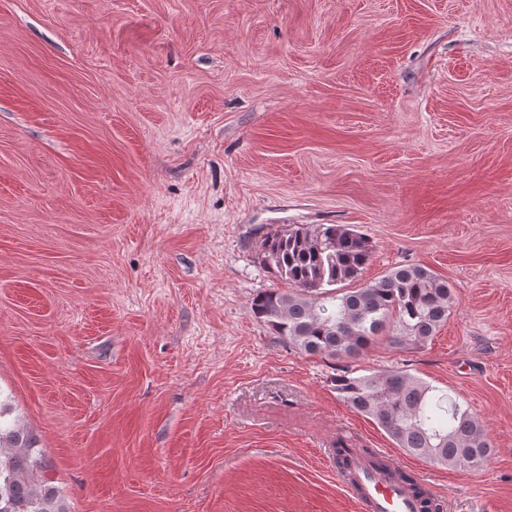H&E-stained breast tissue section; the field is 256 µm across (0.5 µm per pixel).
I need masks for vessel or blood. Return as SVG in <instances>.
I'll return each instance as SVG.
<instances>
[{
    "mask_svg": "<svg viewBox=\"0 0 512 512\" xmlns=\"http://www.w3.org/2000/svg\"><path fill=\"white\" fill-rule=\"evenodd\" d=\"M342 486L354 498L359 512H419L413 491L370 458L357 455L348 467L337 470Z\"/></svg>",
    "mask_w": 512,
    "mask_h": 512,
    "instance_id": "b4317fda",
    "label": "vessel or blood"
}]
</instances>
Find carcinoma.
Segmentation results:
<instances>
[{
	"instance_id": "cac0c4a2",
	"label": "carcinoma",
	"mask_w": 512,
	"mask_h": 512,
	"mask_svg": "<svg viewBox=\"0 0 512 512\" xmlns=\"http://www.w3.org/2000/svg\"><path fill=\"white\" fill-rule=\"evenodd\" d=\"M365 234L343 224L290 225L263 236L258 264L288 285L254 297L253 315L307 356L344 360L330 377L337 397L372 419L407 454L438 464L478 468L491 455L480 418L404 369L365 373L351 366L378 340L398 349L426 346L448 322L454 294L448 281L420 265H397L353 290L372 260ZM0 400V512H65L37 449V439ZM398 477L420 499L436 500L402 470Z\"/></svg>"
}]
</instances>
